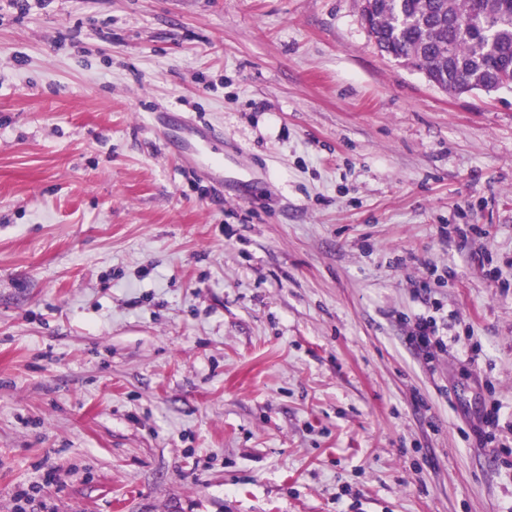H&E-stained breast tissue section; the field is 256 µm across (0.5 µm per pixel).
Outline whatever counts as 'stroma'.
<instances>
[{
	"label": "stroma",
	"mask_w": 512,
	"mask_h": 512,
	"mask_svg": "<svg viewBox=\"0 0 512 512\" xmlns=\"http://www.w3.org/2000/svg\"><path fill=\"white\" fill-rule=\"evenodd\" d=\"M507 446L512 89L357 0L0 9V512H512ZM410 341L418 349L428 351L431 348L444 349L446 346L439 334L436 320L432 316L420 318L410 336Z\"/></svg>",
	"instance_id": "1"
}]
</instances>
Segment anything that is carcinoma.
<instances>
[{"instance_id": "1", "label": "carcinoma", "mask_w": 512, "mask_h": 512, "mask_svg": "<svg viewBox=\"0 0 512 512\" xmlns=\"http://www.w3.org/2000/svg\"><path fill=\"white\" fill-rule=\"evenodd\" d=\"M378 50L450 94L512 85V0H360Z\"/></svg>"}]
</instances>
